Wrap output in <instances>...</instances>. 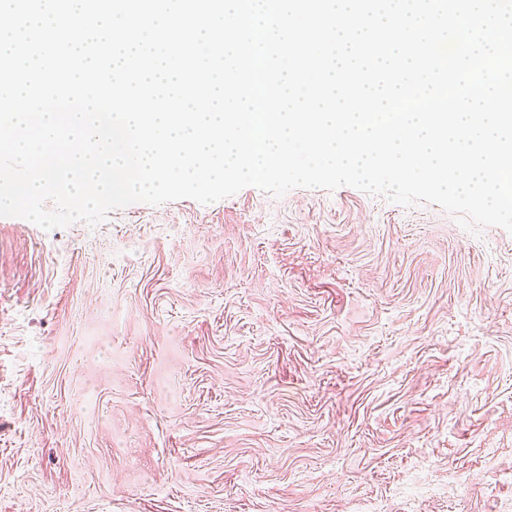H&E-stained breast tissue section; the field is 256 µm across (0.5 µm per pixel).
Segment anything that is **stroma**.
Here are the masks:
<instances>
[{
  "label": "stroma",
  "mask_w": 512,
  "mask_h": 512,
  "mask_svg": "<svg viewBox=\"0 0 512 512\" xmlns=\"http://www.w3.org/2000/svg\"><path fill=\"white\" fill-rule=\"evenodd\" d=\"M512 512V233L350 186L0 217V512Z\"/></svg>",
  "instance_id": "1"
}]
</instances>
